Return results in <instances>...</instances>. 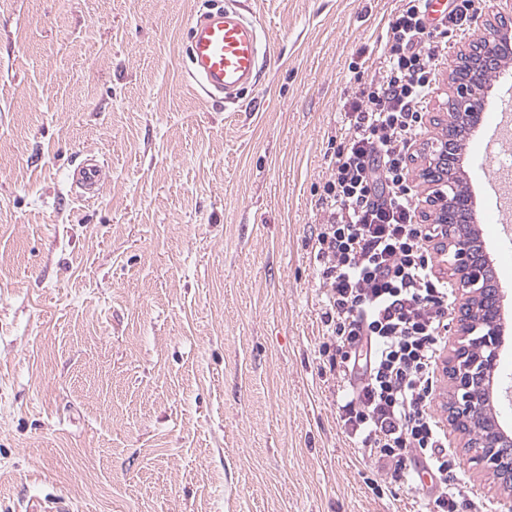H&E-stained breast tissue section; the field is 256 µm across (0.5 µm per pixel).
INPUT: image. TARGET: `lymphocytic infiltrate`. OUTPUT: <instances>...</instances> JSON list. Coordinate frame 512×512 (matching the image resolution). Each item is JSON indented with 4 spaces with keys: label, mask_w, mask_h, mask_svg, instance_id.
Masks as SVG:
<instances>
[{
    "label": "lymphocytic infiltrate",
    "mask_w": 512,
    "mask_h": 512,
    "mask_svg": "<svg viewBox=\"0 0 512 512\" xmlns=\"http://www.w3.org/2000/svg\"><path fill=\"white\" fill-rule=\"evenodd\" d=\"M401 2L380 38L382 75L345 114L314 248L324 324L349 380L340 419L384 475L425 469L433 493L421 512H458L464 491L431 412L452 290L426 248L433 231L417 214L409 151L423 133L446 37L471 26L482 0H450L447 19L434 25L427 0Z\"/></svg>",
    "instance_id": "obj_1"
}]
</instances>
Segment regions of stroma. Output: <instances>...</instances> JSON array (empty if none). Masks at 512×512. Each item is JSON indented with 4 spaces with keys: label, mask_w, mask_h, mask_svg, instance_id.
I'll return each mask as SVG.
<instances>
[{
    "label": "stroma",
    "mask_w": 512,
    "mask_h": 512,
    "mask_svg": "<svg viewBox=\"0 0 512 512\" xmlns=\"http://www.w3.org/2000/svg\"><path fill=\"white\" fill-rule=\"evenodd\" d=\"M225 0H0V512H418L338 415L312 245L329 159L400 0H241L263 26L236 104L187 81L188 29ZM451 37L423 141L448 125ZM109 169L100 196L70 170ZM463 186L497 245L481 175ZM432 409L469 499L500 487ZM69 179L82 196L98 197L105 179L103 166L95 159H85L70 172Z\"/></svg>",
    "instance_id": "stroma-1"
}]
</instances>
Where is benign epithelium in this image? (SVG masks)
Returning a JSON list of instances; mask_svg holds the SVG:
<instances>
[{
	"mask_svg": "<svg viewBox=\"0 0 512 512\" xmlns=\"http://www.w3.org/2000/svg\"><path fill=\"white\" fill-rule=\"evenodd\" d=\"M487 34L455 63L450 79L448 130L426 143L420 155L421 176L428 186L431 221L439 225L437 250L449 258L462 290L454 316L457 340L443 364L450 398L444 405L459 435L466 439L467 461L493 474L503 497L512 501V434L500 430L488 414L491 382L503 341L499 288L481 243L462 230L474 214L471 197L450 178L457 168L460 140L484 109L486 73L512 56V17L493 15Z\"/></svg>",
	"mask_w": 512,
	"mask_h": 512,
	"instance_id": "1",
	"label": "benign epithelium"
}]
</instances>
